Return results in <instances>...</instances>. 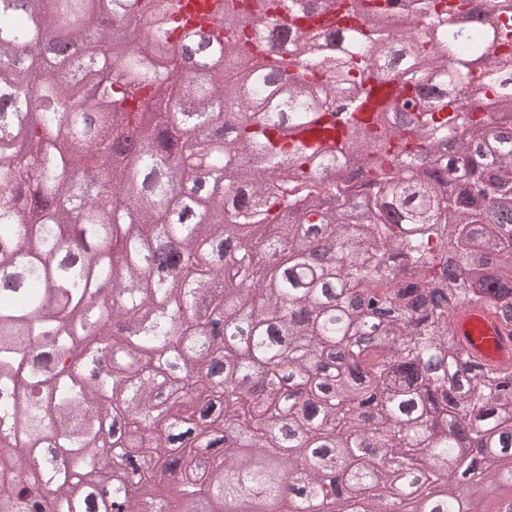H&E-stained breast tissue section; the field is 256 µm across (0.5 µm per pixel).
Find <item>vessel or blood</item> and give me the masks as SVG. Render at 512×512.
<instances>
[{"mask_svg":"<svg viewBox=\"0 0 512 512\" xmlns=\"http://www.w3.org/2000/svg\"><path fill=\"white\" fill-rule=\"evenodd\" d=\"M224 12V0H180L178 18L184 30L212 28ZM401 92L396 83L371 80L365 87L364 100L355 110L341 116L323 115L319 122L301 127L297 138L307 148L330 146L342 148L350 121H366L375 113L390 110ZM452 334L463 356L485 369L512 365V323L503 320L484 302L462 305L452 319Z\"/></svg>","mask_w":512,"mask_h":512,"instance_id":"1","label":"vessel or blood"}]
</instances>
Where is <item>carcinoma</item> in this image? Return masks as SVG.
<instances>
[{"label":"carcinoma","mask_w":512,"mask_h":512,"mask_svg":"<svg viewBox=\"0 0 512 512\" xmlns=\"http://www.w3.org/2000/svg\"><path fill=\"white\" fill-rule=\"evenodd\" d=\"M175 2L0 0V453L35 470L0 512H184L188 496L248 512L253 495L265 512H350L320 467L349 444L384 449L342 457L364 512H411L414 496L455 512L415 467L466 432L481 456L466 512H512L482 493L512 475V369L462 373L451 334L466 301L512 322V221L494 219L512 206V0L462 28L448 19L475 0H414L399 35L397 0H355L362 27L342 49L315 21L338 0H224L254 26L201 29L195 59L159 60ZM281 4L312 24L284 27ZM109 10L135 40L150 25L148 43L109 56ZM401 40L434 84L404 79L394 118L350 126L346 152L295 141L325 97L355 108L354 73ZM478 60L486 107L465 116L448 85ZM357 181L374 203L356 226L341 208ZM172 244L184 263L148 276ZM17 433L52 436L63 465L11 447Z\"/></svg>","instance_id":"obj_1"}]
</instances>
